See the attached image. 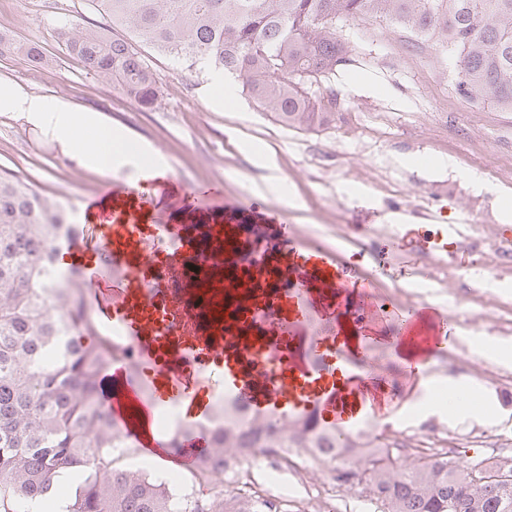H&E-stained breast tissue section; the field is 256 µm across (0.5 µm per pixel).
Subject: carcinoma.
<instances>
[{"mask_svg":"<svg viewBox=\"0 0 512 512\" xmlns=\"http://www.w3.org/2000/svg\"><path fill=\"white\" fill-rule=\"evenodd\" d=\"M110 28L80 20L62 32L66 51L104 75L145 109L160 81L140 51L148 45L188 68L201 66L242 80L249 97L288 128L336 120L338 100L321 88L351 61L337 31L342 20H372L417 34L448 53L456 89L472 101L512 112V0H89ZM79 228L63 206L31 183L0 172V512L56 498L60 474H76L66 512H274L257 493L229 495L215 477L250 462L251 434L233 427L225 447L224 406L206 423L211 446L190 470L207 492L181 493L146 472L117 465L121 441L102 404L104 382L118 350L99 334L86 289L68 272L64 288H46L47 264L57 263ZM131 357L130 349L122 351ZM260 442V439L253 440ZM262 451L288 461V429ZM362 484L379 512H512V461L482 467L438 451L410 466L362 465L333 474Z\"/></svg>","mask_w":512,"mask_h":512,"instance_id":"cac0c4a2","label":"carcinoma"}]
</instances>
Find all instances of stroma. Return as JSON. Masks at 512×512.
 Instances as JSON below:
<instances>
[{"label":"stroma","instance_id":"obj_1","mask_svg":"<svg viewBox=\"0 0 512 512\" xmlns=\"http://www.w3.org/2000/svg\"><path fill=\"white\" fill-rule=\"evenodd\" d=\"M77 17L104 23L88 0H0V26H9L18 42L38 44L44 57L36 64L17 52L1 53L0 89L62 97L123 128L145 163L163 159L172 178L220 180L229 194L253 198L256 207L287 210L313 241L375 272L384 293L433 304L459 321L483 315L482 330L465 346L488 359L489 343L503 337L497 313L512 305V294L491 286L512 282V261L494 250L502 198L512 196V112L460 95L447 63L420 65L430 43L375 21L344 23L352 61L327 84L341 102L336 120L325 130H297L244 95L233 108L211 104L207 70L180 67L158 53L151 65L162 93L152 108H139L110 78L89 73L67 54L62 28ZM248 143L274 157L284 192L267 190V171L245 151ZM440 155L452 159V168L431 170ZM407 157L418 166H405ZM0 170L54 192L78 224L84 202L112 182L16 112H0ZM391 213L402 218L389 224L396 234L409 224L458 230L451 249L427 259L431 277L420 287L411 285L416 259L410 252H396L389 272L379 273L369 254L353 253L345 240L353 225L388 224ZM245 470L248 489L272 499L279 512H299L305 491L288 469L255 459Z\"/></svg>","mask_w":512,"mask_h":512}]
</instances>
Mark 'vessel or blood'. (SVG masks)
Masks as SVG:
<instances>
[{
  "label": "vessel or blood",
  "mask_w": 512,
  "mask_h": 512,
  "mask_svg": "<svg viewBox=\"0 0 512 512\" xmlns=\"http://www.w3.org/2000/svg\"><path fill=\"white\" fill-rule=\"evenodd\" d=\"M236 216L234 224H196L199 213ZM372 250L388 253L399 236L357 225ZM261 237L263 272L243 249ZM66 253L96 296L105 323L133 348L129 372L115 359L104 405L133 433L136 399L146 414L173 408L191 429L178 465L209 446L205 427L216 391L252 422L318 427L347 447L372 420L392 417L417 391L436 355L458 349L446 314L395 304L369 277L310 244L279 209L228 200L220 181L189 185L141 172L117 181L84 211V232ZM390 355L373 359V347Z\"/></svg>",
  "instance_id": "b4317fda"
}]
</instances>
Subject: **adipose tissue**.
Instances as JSON below:
<instances>
[{"label":"adipose tissue","mask_w":512,"mask_h":512,"mask_svg":"<svg viewBox=\"0 0 512 512\" xmlns=\"http://www.w3.org/2000/svg\"><path fill=\"white\" fill-rule=\"evenodd\" d=\"M0 112L25 113L35 125L47 128L64 147L81 154L90 167L100 172H112L129 161L123 150L126 135L122 130L97 114L74 110L62 98L35 96L12 86L0 92ZM88 126L98 127L100 138L81 139L80 131Z\"/></svg>","instance_id":"adipose-tissue-1"}]
</instances>
